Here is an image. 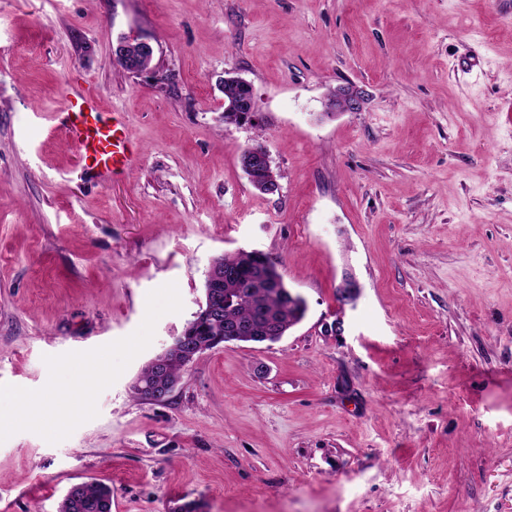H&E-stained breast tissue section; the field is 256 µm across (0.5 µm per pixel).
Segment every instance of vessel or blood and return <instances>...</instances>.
Returning <instances> with one entry per match:
<instances>
[{"label": "vessel or blood", "mask_w": 512, "mask_h": 512, "mask_svg": "<svg viewBox=\"0 0 512 512\" xmlns=\"http://www.w3.org/2000/svg\"><path fill=\"white\" fill-rule=\"evenodd\" d=\"M55 121L57 129L77 147L85 170L100 182L126 173L139 158L123 113L106 110L92 92L75 90Z\"/></svg>", "instance_id": "vessel-or-blood-1"}]
</instances>
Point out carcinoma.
<instances>
[{
    "mask_svg": "<svg viewBox=\"0 0 512 512\" xmlns=\"http://www.w3.org/2000/svg\"><path fill=\"white\" fill-rule=\"evenodd\" d=\"M224 125L239 126L247 121V113L240 103L252 98L250 86L234 79L224 81ZM216 261L224 267H235L237 277L224 280V287L210 295L221 312L217 320L206 317V329L194 334L192 342L210 344L213 336L224 335L226 324H247L248 335L238 338L243 343L274 342L284 336L304 317L306 307L300 298H292L291 291L272 259L256 263L250 257L236 252L224 254ZM186 366L179 348L168 349L150 362L139 374L154 387H167L178 381ZM60 512H112V488L101 482H82L72 485L61 504Z\"/></svg>",
    "mask_w": 512,
    "mask_h": 512,
    "instance_id": "carcinoma-1",
    "label": "carcinoma"
}]
</instances>
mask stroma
I'll use <instances>...</instances> for the list:
<instances>
[{
    "instance_id": "1",
    "label": "stroma",
    "mask_w": 512,
    "mask_h": 512,
    "mask_svg": "<svg viewBox=\"0 0 512 512\" xmlns=\"http://www.w3.org/2000/svg\"><path fill=\"white\" fill-rule=\"evenodd\" d=\"M74 87L141 148L108 184L55 127ZM240 249L303 321L139 398ZM89 481L112 512H512V0H0V512ZM133 47H136L141 53L147 54L150 57H153L154 48L149 41L143 40V39L122 40L118 44V46L115 50L116 55L118 54L122 58H126L127 64L130 65L131 72L135 75H140L141 73L145 72L142 70V68H144V69L149 68L152 58H143L140 62V65L142 68L135 66L132 62V56L130 54V50ZM224 124L225 126H239L247 121V113L250 112V118L253 117L254 105L249 102L245 105L246 112L240 110V103L246 99L252 101V90L246 83H240L237 80H224ZM245 148L241 152H247V155L250 156L249 161L255 166L262 167L266 169L267 173L269 174L267 178V174L263 170H248L245 167H241L243 172L247 175L250 184L252 187L257 190L258 186L263 184L267 178V181L260 187L262 194H274L280 189V185L278 182V178L275 175V172L272 170L273 166V160L271 158L270 153L264 149H249Z\"/></svg>"
}]
</instances>
